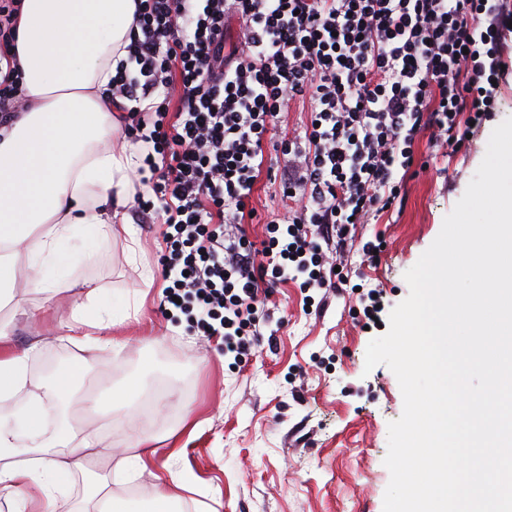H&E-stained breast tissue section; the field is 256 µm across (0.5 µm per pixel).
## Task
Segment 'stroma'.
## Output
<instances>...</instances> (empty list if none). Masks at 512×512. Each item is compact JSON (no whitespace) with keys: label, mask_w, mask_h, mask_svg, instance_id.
<instances>
[{"label":"stroma","mask_w":512,"mask_h":512,"mask_svg":"<svg viewBox=\"0 0 512 512\" xmlns=\"http://www.w3.org/2000/svg\"><path fill=\"white\" fill-rule=\"evenodd\" d=\"M512 117V69L504 76L497 107L480 126L467 128L460 150L414 145L401 207L355 228L335 264L347 282L338 288H300L289 281L266 299L261 336L241 356L225 352L221 337L191 331L186 318L161 309L158 263L163 244L154 224L116 229L109 249L82 253L78 279L94 281L115 298L141 295L137 313L113 326L112 345L90 353L70 342L66 325L79 289L49 295L22 289L21 302L39 305L36 316L0 313L17 350L37 335L49 342L30 363L33 384L51 381L54 358L87 363L60 408L81 434L99 422L83 412L84 393L106 386L141 385L139 418L129 426L122 403L112 406L107 441L115 450L133 448L139 432L154 436L153 476L116 485L132 512H142L171 475L185 477L184 512H383L390 480L384 465L388 426L403 411L393 372L384 365L365 371L370 340L389 328L392 309L404 300V279L438 236L445 216L464 194L486 153L492 130ZM135 253H128L129 238ZM379 241L372 266H362L361 247ZM380 293L378 323H369L351 287ZM193 408L192 424L183 420Z\"/></svg>","instance_id":"stroma-1"}]
</instances>
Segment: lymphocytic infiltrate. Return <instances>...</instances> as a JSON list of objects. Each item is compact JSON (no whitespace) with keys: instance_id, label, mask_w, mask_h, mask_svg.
<instances>
[{"instance_id":"f902f5d3","label":"lymphocytic infiltrate","mask_w":512,"mask_h":512,"mask_svg":"<svg viewBox=\"0 0 512 512\" xmlns=\"http://www.w3.org/2000/svg\"><path fill=\"white\" fill-rule=\"evenodd\" d=\"M20 0H0V124L25 97L13 51ZM245 27L224 50L228 17ZM129 64L107 97L140 142L164 248L165 302L243 354L277 284L328 285L324 244L394 209L421 134L461 148V115L481 121L498 96L512 11L502 0H136ZM310 114L287 133L284 112ZM273 183L298 208L266 237L228 236L258 218L249 201L264 147Z\"/></svg>"}]
</instances>
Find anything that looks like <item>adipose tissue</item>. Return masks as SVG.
Instances as JSON below:
<instances>
[{
    "instance_id": "obj_1",
    "label": "adipose tissue",
    "mask_w": 512,
    "mask_h": 512,
    "mask_svg": "<svg viewBox=\"0 0 512 512\" xmlns=\"http://www.w3.org/2000/svg\"><path fill=\"white\" fill-rule=\"evenodd\" d=\"M135 10V0H22L16 50L26 105L0 127V310L14 301L22 259L29 287L73 288L80 257L72 241L109 244L115 209L143 189L132 179L140 149L121 137L106 99L117 67L128 61ZM122 320L103 289L91 286L72 309L68 338L94 351L104 345L102 332ZM44 344L38 338L19 352L0 330V402L26 399L24 433L0 421V503L7 512H126L111 482L147 471L150 438L140 434L137 453L117 459L102 438L48 430V415L83 364L59 370L43 391H29V359ZM23 438L33 449L25 458L17 451ZM80 478L85 493L75 500L70 489Z\"/></svg>"
}]
</instances>
